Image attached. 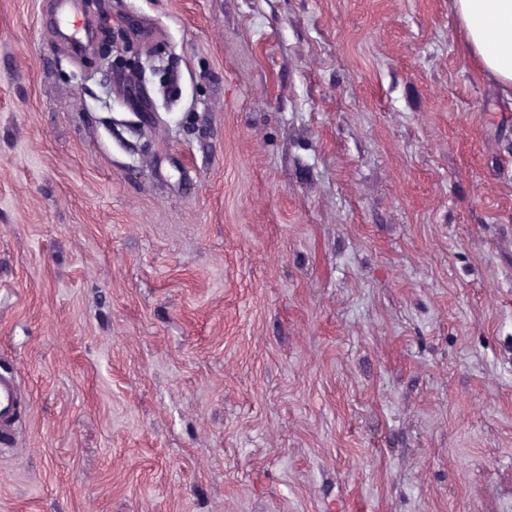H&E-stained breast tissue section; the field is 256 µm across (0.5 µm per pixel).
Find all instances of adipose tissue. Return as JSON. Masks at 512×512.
<instances>
[{"label":"adipose tissue","instance_id":"ef3b65f1","mask_svg":"<svg viewBox=\"0 0 512 512\" xmlns=\"http://www.w3.org/2000/svg\"><path fill=\"white\" fill-rule=\"evenodd\" d=\"M466 49L479 67L512 89V0H455Z\"/></svg>","mask_w":512,"mask_h":512}]
</instances>
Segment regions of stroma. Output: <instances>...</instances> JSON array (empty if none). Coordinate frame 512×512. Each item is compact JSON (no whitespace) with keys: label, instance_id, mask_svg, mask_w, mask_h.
Segmentation results:
<instances>
[{"label":"stroma","instance_id":"1","mask_svg":"<svg viewBox=\"0 0 512 512\" xmlns=\"http://www.w3.org/2000/svg\"><path fill=\"white\" fill-rule=\"evenodd\" d=\"M153 124L0 0V512H512V93L454 0H112ZM21 409V386L17 374L0 370V446L12 441Z\"/></svg>","mask_w":512,"mask_h":512}]
</instances>
